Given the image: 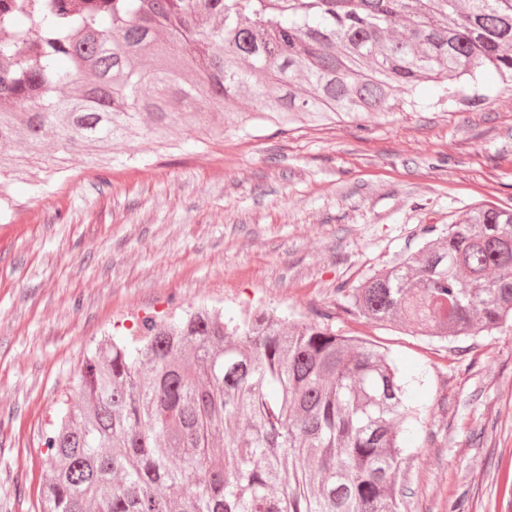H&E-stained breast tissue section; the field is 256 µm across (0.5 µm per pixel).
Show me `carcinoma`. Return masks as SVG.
I'll use <instances>...</instances> for the list:
<instances>
[{
  "mask_svg": "<svg viewBox=\"0 0 512 512\" xmlns=\"http://www.w3.org/2000/svg\"><path fill=\"white\" fill-rule=\"evenodd\" d=\"M488 70L512 83V0H13L0 9V145L23 151L0 167L48 140H163L188 116L212 135L228 115L281 130L361 121L426 82L440 101L484 105ZM337 293L345 313L412 333L497 330L512 321V208L470 210ZM316 318L201 307L105 340L79 406L46 433L42 512H400L404 424L420 415L408 381Z\"/></svg>",
  "mask_w": 512,
  "mask_h": 512,
  "instance_id": "1",
  "label": "carcinoma"
}]
</instances>
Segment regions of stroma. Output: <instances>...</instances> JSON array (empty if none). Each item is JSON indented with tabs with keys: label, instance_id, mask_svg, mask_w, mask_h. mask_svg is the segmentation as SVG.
I'll list each match as a JSON object with an SVG mask.
<instances>
[{
	"label": "stroma",
	"instance_id": "1",
	"mask_svg": "<svg viewBox=\"0 0 512 512\" xmlns=\"http://www.w3.org/2000/svg\"><path fill=\"white\" fill-rule=\"evenodd\" d=\"M440 102L430 86L388 116L278 132L259 122L197 145L142 138L54 149L14 174L0 220V512H40L42 435L76 402L90 351L140 318L208 306L316 312L386 348L411 379L402 512H512V325L439 339L337 312L339 289L446 234L481 205L512 206V92Z\"/></svg>",
	"mask_w": 512,
	"mask_h": 512
}]
</instances>
